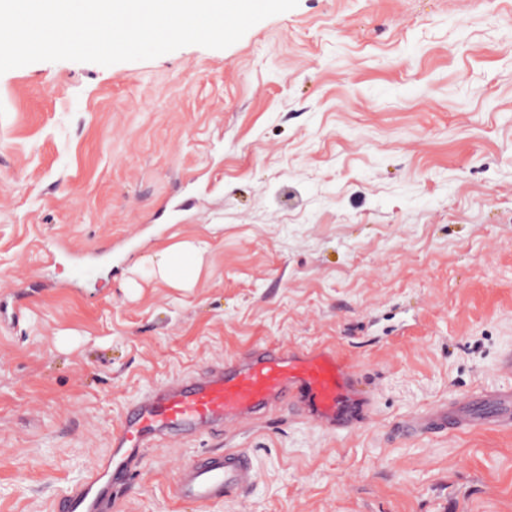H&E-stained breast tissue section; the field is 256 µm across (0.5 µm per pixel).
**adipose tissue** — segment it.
<instances>
[{
	"label": "adipose tissue",
	"mask_w": 512,
	"mask_h": 512,
	"mask_svg": "<svg viewBox=\"0 0 512 512\" xmlns=\"http://www.w3.org/2000/svg\"><path fill=\"white\" fill-rule=\"evenodd\" d=\"M205 253V247L197 239L179 240L150 258L147 275L172 288L196 287L204 266Z\"/></svg>",
	"instance_id": "adipose-tissue-1"
}]
</instances>
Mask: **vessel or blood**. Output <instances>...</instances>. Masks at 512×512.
Returning <instances> with one entry per match:
<instances>
[{
	"instance_id": "1",
	"label": "vessel or blood",
	"mask_w": 512,
	"mask_h": 512,
	"mask_svg": "<svg viewBox=\"0 0 512 512\" xmlns=\"http://www.w3.org/2000/svg\"><path fill=\"white\" fill-rule=\"evenodd\" d=\"M356 368L336 351H297L257 343L152 387L123 411L111 452L57 501L56 512H121L122 490L144 471L147 449L165 440L247 432L272 414L288 411L326 432L350 433L370 416L372 397ZM478 430H512V385L464 394L404 416L401 438ZM249 453L227 447L188 460L172 494L198 505L247 495L258 482Z\"/></svg>"
}]
</instances>
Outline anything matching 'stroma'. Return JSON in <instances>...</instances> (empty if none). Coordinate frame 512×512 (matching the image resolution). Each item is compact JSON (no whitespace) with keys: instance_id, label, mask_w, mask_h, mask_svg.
<instances>
[{"instance_id":"obj_1","label":"stroma","mask_w":512,"mask_h":512,"mask_svg":"<svg viewBox=\"0 0 512 512\" xmlns=\"http://www.w3.org/2000/svg\"><path fill=\"white\" fill-rule=\"evenodd\" d=\"M210 246L198 285L142 281ZM0 512H52L125 406L255 342L332 346L366 425L278 415L150 449L123 512H195L180 464L251 452L206 512H512V431L395 438L512 383V0H299L222 49L0 75ZM206 248L194 238H185L159 250L149 259L147 275L171 288H195L204 266Z\"/></svg>"}]
</instances>
